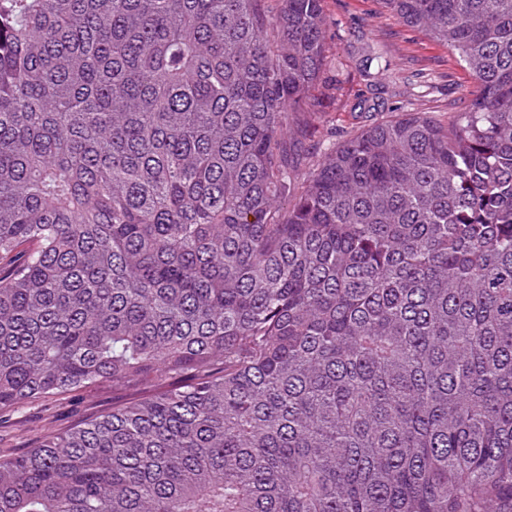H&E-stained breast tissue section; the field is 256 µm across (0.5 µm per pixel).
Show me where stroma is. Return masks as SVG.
Listing matches in <instances>:
<instances>
[{
	"label": "stroma",
	"mask_w": 512,
	"mask_h": 512,
	"mask_svg": "<svg viewBox=\"0 0 512 512\" xmlns=\"http://www.w3.org/2000/svg\"><path fill=\"white\" fill-rule=\"evenodd\" d=\"M323 6L337 36L323 78L311 93L320 110L308 131L312 152L321 153L397 112H425L449 127L474 98L476 85L459 60L382 9L378 0H324ZM377 54L389 70L374 89L368 60ZM361 94L366 104H359ZM127 397L99 384L13 408L0 424V455L36 447L47 434L111 412Z\"/></svg>",
	"instance_id": "obj_1"
}]
</instances>
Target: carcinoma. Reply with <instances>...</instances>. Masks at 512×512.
Wrapping results in <instances>:
<instances>
[{
    "label": "carcinoma",
    "mask_w": 512,
    "mask_h": 512,
    "mask_svg": "<svg viewBox=\"0 0 512 512\" xmlns=\"http://www.w3.org/2000/svg\"><path fill=\"white\" fill-rule=\"evenodd\" d=\"M323 2L0 0V410L134 390L0 512H512V0H379L478 93L305 165Z\"/></svg>",
    "instance_id": "cac0c4a2"
}]
</instances>
